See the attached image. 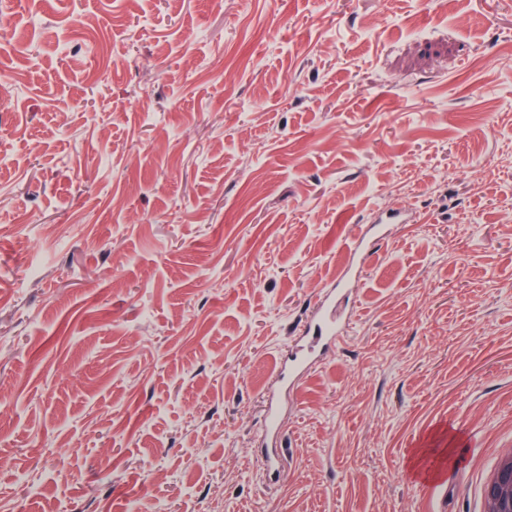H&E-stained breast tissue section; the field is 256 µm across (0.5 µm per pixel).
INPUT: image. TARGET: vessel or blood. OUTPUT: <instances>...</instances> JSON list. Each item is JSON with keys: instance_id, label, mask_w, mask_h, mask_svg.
<instances>
[{"instance_id": "obj_1", "label": "vessel or blood", "mask_w": 512, "mask_h": 512, "mask_svg": "<svg viewBox=\"0 0 512 512\" xmlns=\"http://www.w3.org/2000/svg\"><path fill=\"white\" fill-rule=\"evenodd\" d=\"M385 238L384 225H372L370 234L356 240L352 250L354 260L364 258ZM353 317L348 292L339 282L322 291L306 320L296 327L275 372V383L265 393L264 422L268 439H279L284 402L295 394L302 377L319 364L323 354L337 346Z\"/></svg>"}]
</instances>
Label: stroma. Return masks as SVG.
I'll return each mask as SVG.
<instances>
[{
  "instance_id": "1",
  "label": "stroma",
  "mask_w": 512,
  "mask_h": 512,
  "mask_svg": "<svg viewBox=\"0 0 512 512\" xmlns=\"http://www.w3.org/2000/svg\"><path fill=\"white\" fill-rule=\"evenodd\" d=\"M0 512H481L512 449V0H0ZM355 322L262 396L385 204Z\"/></svg>"
}]
</instances>
